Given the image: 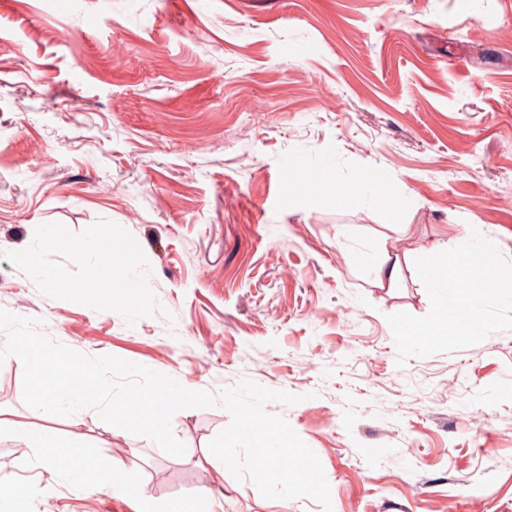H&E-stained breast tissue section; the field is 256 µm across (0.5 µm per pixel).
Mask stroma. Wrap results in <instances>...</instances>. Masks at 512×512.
Segmentation results:
<instances>
[{"instance_id": "stroma-1", "label": "stroma", "mask_w": 512, "mask_h": 512, "mask_svg": "<svg viewBox=\"0 0 512 512\" xmlns=\"http://www.w3.org/2000/svg\"><path fill=\"white\" fill-rule=\"evenodd\" d=\"M303 166L378 173L401 206L294 203ZM474 231L512 262V0H0V308L189 390L299 396L265 409L320 458L333 512H512V331L400 367L386 320L428 314L415 259ZM384 238L391 288L369 272ZM94 280L110 303L83 298ZM22 371L0 365V484L30 485L25 512H324L218 473L223 406L175 413L172 457L92 409L42 417ZM43 425L82 490L16 453ZM115 458L125 498L100 489ZM401 270V262L398 249L394 242L384 240L381 245L380 255L377 266L374 268L376 281L383 288H390L398 277Z\"/></svg>"}]
</instances>
